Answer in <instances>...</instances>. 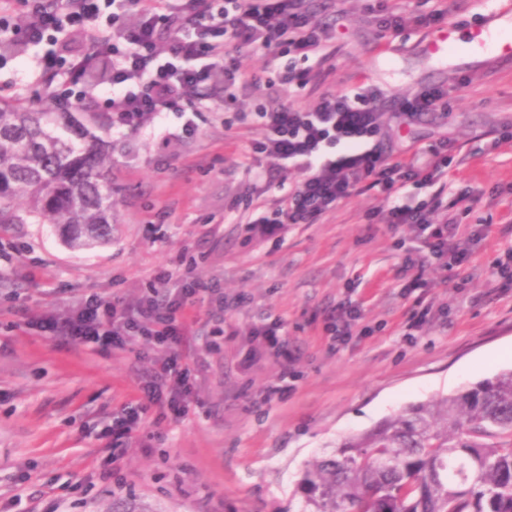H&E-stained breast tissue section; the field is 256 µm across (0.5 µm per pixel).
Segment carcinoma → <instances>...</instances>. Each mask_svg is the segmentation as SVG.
<instances>
[{"label": "carcinoma", "mask_w": 512, "mask_h": 512, "mask_svg": "<svg viewBox=\"0 0 512 512\" xmlns=\"http://www.w3.org/2000/svg\"><path fill=\"white\" fill-rule=\"evenodd\" d=\"M112 113L0 101V226L112 239ZM300 512H512V370L409 406L301 473Z\"/></svg>", "instance_id": "1"}]
</instances>
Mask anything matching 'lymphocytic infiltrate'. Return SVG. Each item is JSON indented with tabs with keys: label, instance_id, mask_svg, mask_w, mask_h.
<instances>
[{
	"label": "lymphocytic infiltrate",
	"instance_id": "f902f5d3",
	"mask_svg": "<svg viewBox=\"0 0 512 512\" xmlns=\"http://www.w3.org/2000/svg\"><path fill=\"white\" fill-rule=\"evenodd\" d=\"M335 12L336 0H0V57L14 52V35L24 31L29 43L42 46L34 81L61 89V103H71L65 87L82 85L80 100L95 89L88 74L108 61L112 85V127L137 132L145 119L168 112H196L211 107L214 95L241 76L243 50H264L291 56L277 80L252 75L253 84L268 88H306L319 84L320 75L306 69L310 58L325 60L336 39V26L318 20L317 11ZM134 25L122 26L123 17ZM92 28L90 47L61 59L58 48L75 29ZM381 94L375 89L324 92L314 109L293 104L237 113L239 123L263 130L250 145L263 164L257 175L275 184L284 166L302 173L288 197L265 205L259 221L269 229L286 224H315L339 204L368 190L392 198L410 182L431 188L418 205H393L368 213L389 228L411 224L426 232L428 258L444 266H460L470 258V239L459 233L454 216L432 222L442 208L445 178L455 160L448 148L417 151L395 158L377 141L381 130ZM337 156H328V149ZM205 286L191 267L157 273L139 303L124 307L113 297H82L67 318L49 315L41 325L71 342H93L100 350L124 347L146 338L169 358L139 387L134 405L112 420V441L101 448L109 467L123 451L117 443L136 428L143 414L164 420L179 411L190 389L189 364L179 355L188 322ZM100 478L109 481L111 472Z\"/></svg>",
	"mask_w": 512,
	"mask_h": 512
}]
</instances>
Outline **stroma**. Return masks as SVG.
<instances>
[{
  "label": "stroma",
  "mask_w": 512,
  "mask_h": 512,
  "mask_svg": "<svg viewBox=\"0 0 512 512\" xmlns=\"http://www.w3.org/2000/svg\"><path fill=\"white\" fill-rule=\"evenodd\" d=\"M338 0L332 72L324 90L375 88L383 94L380 137L393 149L455 146L448 192L474 200L453 212L474 242L463 267L423 268L409 287L407 259L422 250L414 227L391 230L365 215L388 203L367 191L316 224H287L261 235L240 198L277 199L301 180L256 178L249 144L259 128L206 109L182 131L175 113L112 139V241L74 250L51 224L0 228V512H298L302 469L324 449L373 428L403 408L447 395L512 368V286L499 262L512 250V60L492 54L441 61L416 19L447 9L468 40L486 21V0ZM401 17L384 32L383 9ZM34 52L0 61V100L56 110L52 90L32 82ZM448 90V110L407 125L397 102L432 87ZM253 112L270 100L314 108L307 89L238 91ZM224 296L225 334L208 349L190 324L192 370L187 415L142 417L122 441L111 490L98 480V449L112 439V418L138 395L141 378L163 352L148 339L99 352L51 336L35 318L67 316L91 293L139 301L147 282L177 258ZM358 305L364 333L330 349L325 311ZM281 322L297 353L281 378L274 352L252 329ZM281 385V395L267 389Z\"/></svg>",
  "instance_id": "1"
}]
</instances>
